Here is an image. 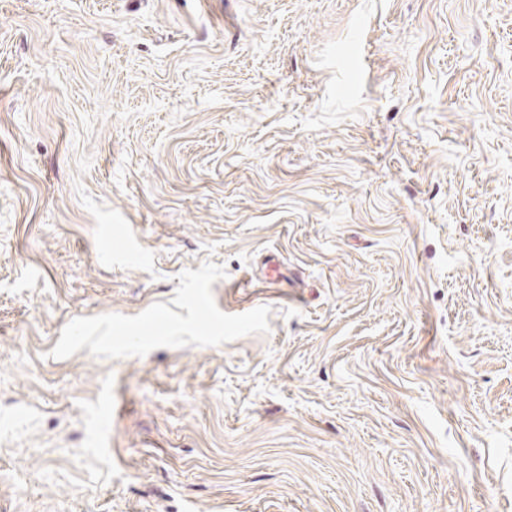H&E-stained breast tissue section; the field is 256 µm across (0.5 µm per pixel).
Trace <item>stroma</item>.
Segmentation results:
<instances>
[{
    "label": "stroma",
    "instance_id": "35a3bbf8",
    "mask_svg": "<svg viewBox=\"0 0 512 512\" xmlns=\"http://www.w3.org/2000/svg\"><path fill=\"white\" fill-rule=\"evenodd\" d=\"M0 512H512V0H0Z\"/></svg>",
    "mask_w": 512,
    "mask_h": 512
}]
</instances>
